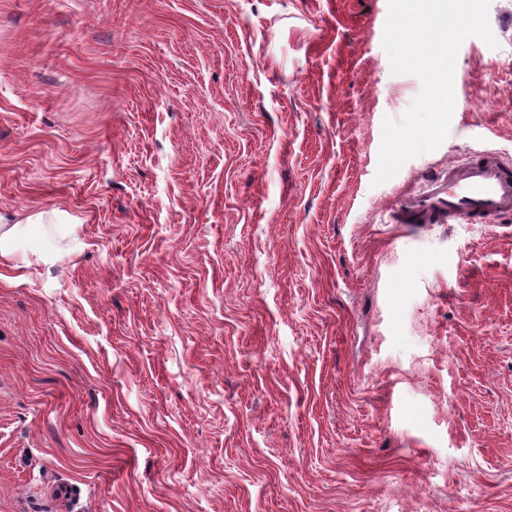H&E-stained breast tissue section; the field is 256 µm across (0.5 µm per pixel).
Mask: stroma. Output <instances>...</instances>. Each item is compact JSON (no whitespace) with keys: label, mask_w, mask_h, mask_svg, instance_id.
Segmentation results:
<instances>
[{"label":"stroma","mask_w":512,"mask_h":512,"mask_svg":"<svg viewBox=\"0 0 512 512\" xmlns=\"http://www.w3.org/2000/svg\"><path fill=\"white\" fill-rule=\"evenodd\" d=\"M388 0H0V512H512V221L398 224L512 160V0L449 132ZM42 223V214L30 216L27 219L26 224H12L8 226L7 224L0 225V257L6 256L12 253V242L22 236V234L26 231L31 224H40Z\"/></svg>","instance_id":"35a3bbf8"}]
</instances>
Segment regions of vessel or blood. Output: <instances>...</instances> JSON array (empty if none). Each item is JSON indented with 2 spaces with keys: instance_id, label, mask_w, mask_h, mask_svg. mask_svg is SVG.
<instances>
[{
  "instance_id": "vessel-or-blood-1",
  "label": "vessel or blood",
  "mask_w": 512,
  "mask_h": 512,
  "mask_svg": "<svg viewBox=\"0 0 512 512\" xmlns=\"http://www.w3.org/2000/svg\"><path fill=\"white\" fill-rule=\"evenodd\" d=\"M403 224H493L512 216V163L481 152L449 167L420 175L399 197Z\"/></svg>"
}]
</instances>
